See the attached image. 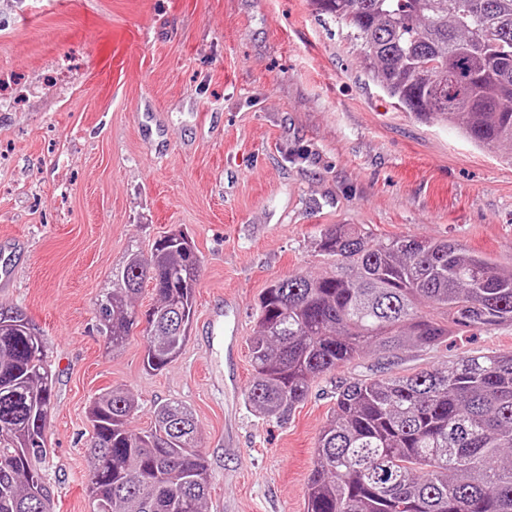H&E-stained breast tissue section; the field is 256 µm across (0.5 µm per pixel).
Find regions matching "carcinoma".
I'll return each instance as SVG.
<instances>
[{"mask_svg":"<svg viewBox=\"0 0 512 512\" xmlns=\"http://www.w3.org/2000/svg\"><path fill=\"white\" fill-rule=\"evenodd\" d=\"M349 29L369 78L405 112L457 124L479 147L512 145V0H313ZM183 231L112 268L97 303L112 349L136 321L144 283L158 304L145 313L144 368L160 371L187 340L199 258ZM319 251L327 276L293 275L266 288L250 343L249 404L291 412L315 378L368 350L396 355L438 345L454 329L512 324V271L453 241L375 239L338 225ZM432 304L442 323L421 313ZM52 375L45 345L22 313L0 308V512H52L37 462ZM132 396L97 397L86 490L94 512H202L207 465L193 411L159 405L149 430L128 422ZM306 512H512V352L458 359L408 375L355 378L317 440Z\"/></svg>","mask_w":512,"mask_h":512,"instance_id":"cac0c4a2","label":"carcinoma"}]
</instances>
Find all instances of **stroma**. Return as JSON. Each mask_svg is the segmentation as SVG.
Here are the masks:
<instances>
[{"label":"stroma","instance_id":"stroma-1","mask_svg":"<svg viewBox=\"0 0 512 512\" xmlns=\"http://www.w3.org/2000/svg\"><path fill=\"white\" fill-rule=\"evenodd\" d=\"M0 74L23 88L0 99V254L17 268L0 308L28 316L54 375L41 464L53 512H93L99 393L134 396L135 433L157 404L192 408L204 512H305L339 381L512 351L511 325L369 351L281 418L225 391L232 370L250 384V353L229 362L207 314L234 297L251 339L265 288L335 270L317 247L327 227L449 240L512 270V148L397 109L311 0H0ZM177 230L200 258L195 313L181 355L149 372L144 324L109 349L96 303L129 249Z\"/></svg>","mask_w":512,"mask_h":512}]
</instances>
